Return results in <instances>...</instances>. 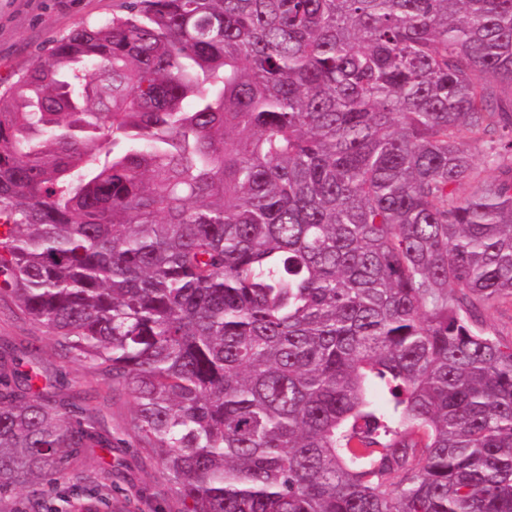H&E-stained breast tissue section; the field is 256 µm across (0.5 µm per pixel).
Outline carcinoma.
Listing matches in <instances>:
<instances>
[{
	"label": "carcinoma",
	"mask_w": 512,
	"mask_h": 512,
	"mask_svg": "<svg viewBox=\"0 0 512 512\" xmlns=\"http://www.w3.org/2000/svg\"><path fill=\"white\" fill-rule=\"evenodd\" d=\"M493 81L512 0H121L0 84V288L132 395L183 512H512ZM15 364L0 505L40 509L121 439ZM484 327L505 340L512 339V306L506 304L489 309L485 314Z\"/></svg>",
	"instance_id": "carcinoma-1"
}]
</instances>
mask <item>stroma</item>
I'll return each instance as SVG.
<instances>
[{"label": "stroma", "mask_w": 512, "mask_h": 512, "mask_svg": "<svg viewBox=\"0 0 512 512\" xmlns=\"http://www.w3.org/2000/svg\"><path fill=\"white\" fill-rule=\"evenodd\" d=\"M119 0H0V83L30 69L79 26L111 17ZM0 347L42 371L39 387L57 402L83 397L99 431L121 438L115 448H81L70 478L43 481L45 499L59 493L107 498L100 512H181L179 496L158 457L139 448L128 430L133 400L112 391L111 378L63 358L55 336L31 321L15 299L0 293Z\"/></svg>", "instance_id": "35a3bbf8"}]
</instances>
